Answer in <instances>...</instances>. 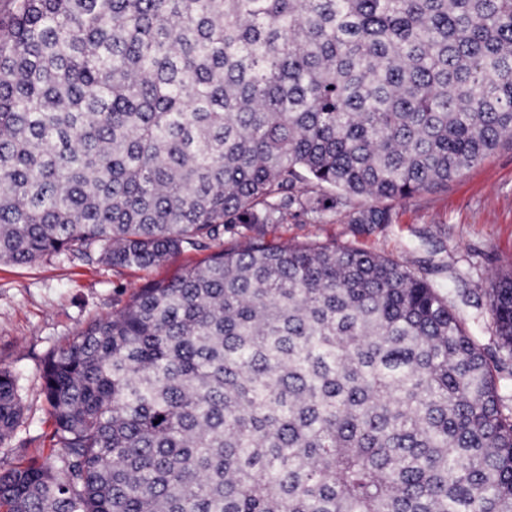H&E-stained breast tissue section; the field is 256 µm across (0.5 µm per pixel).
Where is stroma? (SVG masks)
<instances>
[{
    "instance_id": "35a3bbf8",
    "label": "stroma",
    "mask_w": 512,
    "mask_h": 512,
    "mask_svg": "<svg viewBox=\"0 0 512 512\" xmlns=\"http://www.w3.org/2000/svg\"><path fill=\"white\" fill-rule=\"evenodd\" d=\"M388 224H352L344 214L300 217L274 227L281 242H333L399 259L447 297L476 342L497 360L498 390L512 395V358L497 346L488 291L512 270V146L503 145L447 188L390 204ZM146 277L98 253H61L27 265L0 263V368L16 376L25 419L13 448H44L50 431L41 373L48 355L90 322L112 314Z\"/></svg>"
}]
</instances>
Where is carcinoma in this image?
<instances>
[{"label":"carcinoma","instance_id":"cac0c4a2","mask_svg":"<svg viewBox=\"0 0 512 512\" xmlns=\"http://www.w3.org/2000/svg\"><path fill=\"white\" fill-rule=\"evenodd\" d=\"M505 143L512 0H13L0 262L207 256L49 356L0 512H512V409L445 298L267 239L388 224ZM490 309L512 356V271ZM23 414L0 369V444Z\"/></svg>","mask_w":512,"mask_h":512}]
</instances>
